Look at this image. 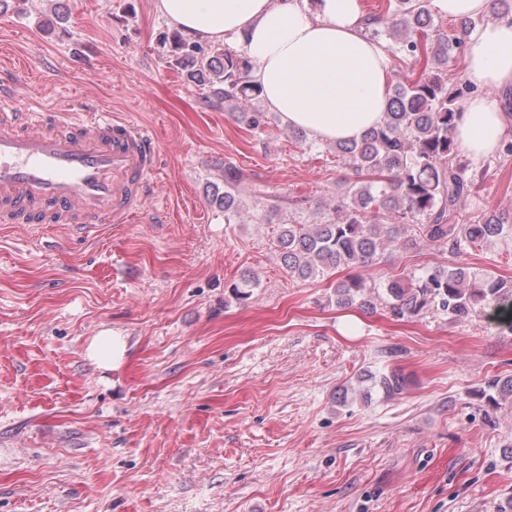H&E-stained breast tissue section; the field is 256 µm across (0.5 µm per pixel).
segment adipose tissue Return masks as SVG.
I'll return each mask as SVG.
<instances>
[{
  "label": "adipose tissue",
  "mask_w": 512,
  "mask_h": 512,
  "mask_svg": "<svg viewBox=\"0 0 512 512\" xmlns=\"http://www.w3.org/2000/svg\"><path fill=\"white\" fill-rule=\"evenodd\" d=\"M156 9L190 37L242 51L269 109L315 140H357L383 119L389 57L365 36L360 0H156ZM465 41L464 79L478 93L463 105L456 140L479 162L512 135L493 95L512 87V21L482 25Z\"/></svg>",
  "instance_id": "1"
}]
</instances>
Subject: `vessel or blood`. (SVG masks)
Here are the masks:
<instances>
[{
    "instance_id": "1",
    "label": "vessel or blood",
    "mask_w": 512,
    "mask_h": 512,
    "mask_svg": "<svg viewBox=\"0 0 512 512\" xmlns=\"http://www.w3.org/2000/svg\"><path fill=\"white\" fill-rule=\"evenodd\" d=\"M0 91V224H129L158 153L147 126Z\"/></svg>"
}]
</instances>
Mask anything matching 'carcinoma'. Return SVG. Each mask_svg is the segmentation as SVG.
<instances>
[{
	"label": "carcinoma",
	"instance_id": "cac0c4a2",
	"mask_svg": "<svg viewBox=\"0 0 512 512\" xmlns=\"http://www.w3.org/2000/svg\"><path fill=\"white\" fill-rule=\"evenodd\" d=\"M475 25L470 18L449 34L434 26L427 0H386V6L367 14L365 33L384 36L395 46L394 54L420 65L418 76L391 87L382 122L360 139L327 145L351 168L354 180L346 184L345 198L320 224H283L276 238L277 255L290 275L299 279L332 277L341 268H363L376 263L407 226L413 227V245H442L461 254L512 232V212H488L465 218L462 200L471 196L477 175L459 153L455 142L458 102L472 93L467 84H448V67L464 55L463 35ZM175 64L186 69L188 80L209 86L211 95L226 102L260 94L246 80L249 60L224 54L215 64L212 50L190 43L177 32L164 37ZM242 175L224 167V222L240 223L239 199ZM251 196L266 201L264 213H277L290 205L275 190L252 189ZM336 306L364 309L372 306L360 275L333 284ZM391 315L400 320L436 307L455 320L489 309L512 329V278L493 272L476 274L460 265L426 270L421 276L388 281ZM367 379L389 396L405 390V378L397 373ZM480 395L488 404L512 401V377L491 378Z\"/></svg>",
	"mask_w": 512,
	"mask_h": 512
}]
</instances>
